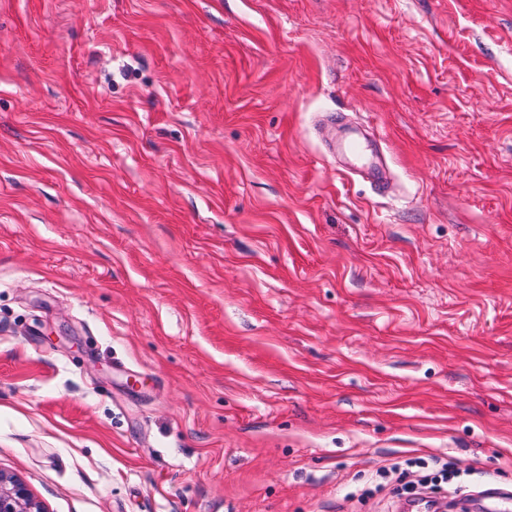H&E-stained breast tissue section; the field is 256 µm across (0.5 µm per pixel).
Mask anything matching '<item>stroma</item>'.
<instances>
[{
  "mask_svg": "<svg viewBox=\"0 0 512 512\" xmlns=\"http://www.w3.org/2000/svg\"><path fill=\"white\" fill-rule=\"evenodd\" d=\"M431 456L512 492V0H0V471L397 512ZM341 149L350 159L349 171L351 173L352 171L359 173L362 179L376 191H381L384 188L385 181L373 161L368 145L355 139H348L342 144Z\"/></svg>",
  "mask_w": 512,
  "mask_h": 512,
  "instance_id": "obj_1",
  "label": "stroma"
}]
</instances>
